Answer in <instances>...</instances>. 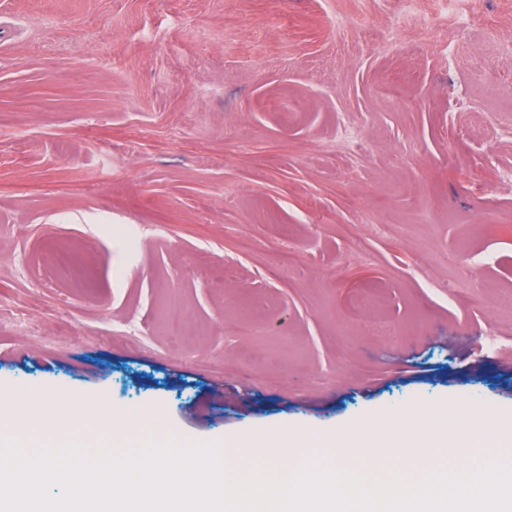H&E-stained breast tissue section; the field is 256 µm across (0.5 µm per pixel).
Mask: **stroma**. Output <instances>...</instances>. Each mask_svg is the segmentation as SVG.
I'll use <instances>...</instances> for the list:
<instances>
[{"instance_id":"35a3bbf8","label":"stroma","mask_w":512,"mask_h":512,"mask_svg":"<svg viewBox=\"0 0 512 512\" xmlns=\"http://www.w3.org/2000/svg\"><path fill=\"white\" fill-rule=\"evenodd\" d=\"M507 292L512 0H0V389L126 453L512 426Z\"/></svg>"}]
</instances>
